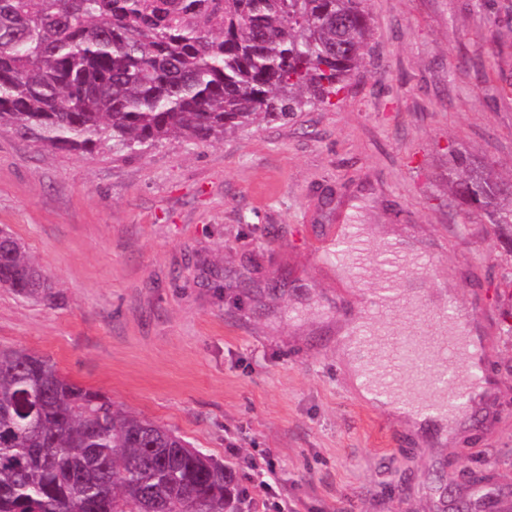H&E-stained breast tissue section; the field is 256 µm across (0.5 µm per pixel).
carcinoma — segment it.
I'll list each match as a JSON object with an SVG mask.
<instances>
[{"label": "carcinoma", "instance_id": "obj_1", "mask_svg": "<svg viewBox=\"0 0 512 512\" xmlns=\"http://www.w3.org/2000/svg\"><path fill=\"white\" fill-rule=\"evenodd\" d=\"M366 0H0V127L45 148L218 141L326 103L368 55ZM454 196L512 231V181L452 154ZM0 288L52 285L0 229ZM236 472L0 347V512H242Z\"/></svg>", "mask_w": 512, "mask_h": 512}]
</instances>
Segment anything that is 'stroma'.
I'll return each instance as SVG.
<instances>
[{"instance_id":"1","label":"stroma","mask_w":512,"mask_h":512,"mask_svg":"<svg viewBox=\"0 0 512 512\" xmlns=\"http://www.w3.org/2000/svg\"><path fill=\"white\" fill-rule=\"evenodd\" d=\"M370 51L330 103L223 140L50 150L0 128V227L53 285L0 289V346L235 469L243 512H512V246L448 191L462 153L512 177V0H367ZM361 224L434 258L379 325L429 336L464 312L487 395L447 439L360 397L340 329L382 277L318 242ZM272 458L264 493L247 460Z\"/></svg>"}]
</instances>
